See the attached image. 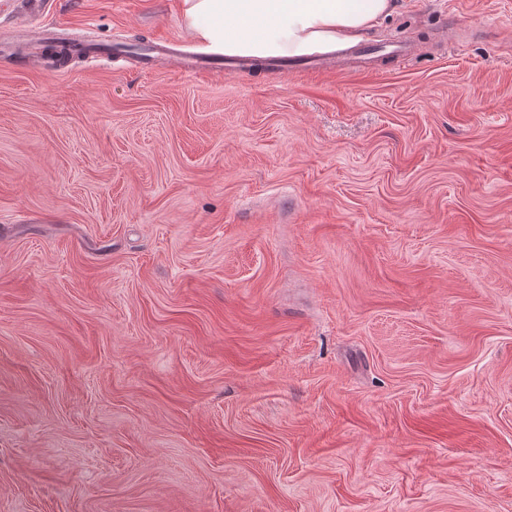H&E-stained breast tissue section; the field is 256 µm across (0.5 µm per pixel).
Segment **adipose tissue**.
<instances>
[{"instance_id":"1","label":"adipose tissue","mask_w":512,"mask_h":512,"mask_svg":"<svg viewBox=\"0 0 512 512\" xmlns=\"http://www.w3.org/2000/svg\"><path fill=\"white\" fill-rule=\"evenodd\" d=\"M394 0H182L201 50L254 57L305 56L359 39Z\"/></svg>"}]
</instances>
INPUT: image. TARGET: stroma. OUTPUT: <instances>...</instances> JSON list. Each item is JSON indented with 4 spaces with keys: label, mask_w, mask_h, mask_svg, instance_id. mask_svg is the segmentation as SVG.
<instances>
[{
    "label": "stroma",
    "mask_w": 512,
    "mask_h": 512,
    "mask_svg": "<svg viewBox=\"0 0 512 512\" xmlns=\"http://www.w3.org/2000/svg\"><path fill=\"white\" fill-rule=\"evenodd\" d=\"M0 40V512H512V0H395L362 41L415 55L329 74ZM185 58L187 61L183 69V74L194 80L201 79L209 71H224L225 62L220 54L197 53L185 56Z\"/></svg>",
    "instance_id": "35a3bbf8"
}]
</instances>
